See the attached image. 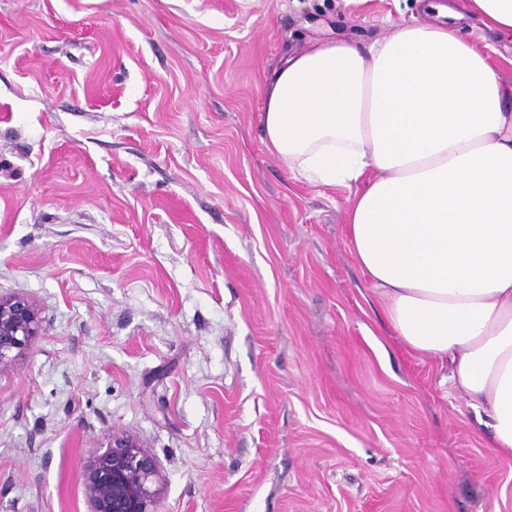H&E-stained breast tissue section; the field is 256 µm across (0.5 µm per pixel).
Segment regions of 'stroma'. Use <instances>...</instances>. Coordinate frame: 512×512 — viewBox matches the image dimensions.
<instances>
[{
  "mask_svg": "<svg viewBox=\"0 0 512 512\" xmlns=\"http://www.w3.org/2000/svg\"><path fill=\"white\" fill-rule=\"evenodd\" d=\"M424 0H0V512H86L111 432L160 512H512V458L408 351L351 253L353 189L293 177L260 87ZM41 330L42 320L33 300L0 293V367L28 352Z\"/></svg>",
  "mask_w": 512,
  "mask_h": 512,
  "instance_id": "stroma-1",
  "label": "stroma"
}]
</instances>
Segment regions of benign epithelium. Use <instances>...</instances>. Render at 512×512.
<instances>
[{"label":"benign epithelium","mask_w":512,"mask_h":512,"mask_svg":"<svg viewBox=\"0 0 512 512\" xmlns=\"http://www.w3.org/2000/svg\"><path fill=\"white\" fill-rule=\"evenodd\" d=\"M41 330L33 300L0 293V367L28 352ZM81 480L87 512H160L157 460L127 434L114 432L90 449Z\"/></svg>","instance_id":"benign-epithelium-1"}]
</instances>
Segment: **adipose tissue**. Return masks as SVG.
Listing matches in <instances>:
<instances>
[{
  "label": "adipose tissue",
  "mask_w": 512,
  "mask_h": 512,
  "mask_svg": "<svg viewBox=\"0 0 512 512\" xmlns=\"http://www.w3.org/2000/svg\"><path fill=\"white\" fill-rule=\"evenodd\" d=\"M447 23L368 52L311 43L263 84L264 145L296 178L362 183L351 252L411 351L447 365L512 457V86Z\"/></svg>",
  "instance_id": "1"
}]
</instances>
